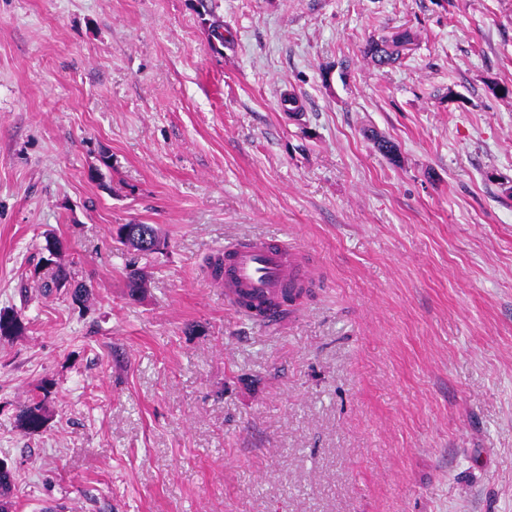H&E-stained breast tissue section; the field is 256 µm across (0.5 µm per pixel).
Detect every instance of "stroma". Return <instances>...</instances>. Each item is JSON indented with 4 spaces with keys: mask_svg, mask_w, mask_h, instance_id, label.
Segmentation results:
<instances>
[{
    "mask_svg": "<svg viewBox=\"0 0 512 512\" xmlns=\"http://www.w3.org/2000/svg\"><path fill=\"white\" fill-rule=\"evenodd\" d=\"M253 237L316 270L274 328ZM0 310L12 512H512V0H0ZM411 41L412 37L407 29H398L379 40L368 41L363 52L375 65L391 66L400 61L407 50L405 47ZM215 278L224 272V300L239 315L258 323L280 322L288 306L283 304L288 288H301L312 281L303 250L280 240L252 238L224 245V262L212 267ZM251 300L265 309L262 317L242 305ZM43 398H32L24 404L17 415L19 428L26 434L41 432L46 423L45 399L48 391L43 389Z\"/></svg>",
    "mask_w": 512,
    "mask_h": 512,
    "instance_id": "stroma-1",
    "label": "stroma"
}]
</instances>
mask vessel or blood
Here are the masks:
<instances>
[{
	"instance_id": "vessel-or-blood-1",
	"label": "vessel or blood",
	"mask_w": 512,
	"mask_h": 512,
	"mask_svg": "<svg viewBox=\"0 0 512 512\" xmlns=\"http://www.w3.org/2000/svg\"><path fill=\"white\" fill-rule=\"evenodd\" d=\"M303 250L280 240L252 238L224 246V300L239 315L251 317L246 301L264 307L262 323L273 325L287 307L284 293L310 283Z\"/></svg>"
}]
</instances>
